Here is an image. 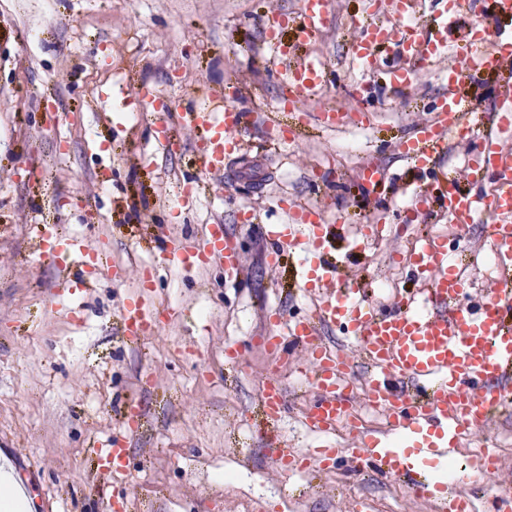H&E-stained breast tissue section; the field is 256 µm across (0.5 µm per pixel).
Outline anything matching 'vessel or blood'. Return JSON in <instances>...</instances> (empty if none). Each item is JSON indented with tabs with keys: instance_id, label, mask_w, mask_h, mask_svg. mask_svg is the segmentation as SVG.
<instances>
[{
	"instance_id": "b4317fda",
	"label": "vessel or blood",
	"mask_w": 512,
	"mask_h": 512,
	"mask_svg": "<svg viewBox=\"0 0 512 512\" xmlns=\"http://www.w3.org/2000/svg\"><path fill=\"white\" fill-rule=\"evenodd\" d=\"M330 0H303V34L323 26ZM282 16L267 22L268 46L275 61L287 58L289 48L277 36ZM446 24H438L429 37H421L412 26L396 27L382 22L365 24L354 42L352 54L361 67L373 62L371 51L380 43L399 49L400 62L386 65L387 85L395 90L409 87L418 68L432 63L447 42ZM461 65L448 69V94L416 125L413 134L397 150L421 170L432 173L431 182L415 190L412 210L426 208L437 197L449 223L468 225L484 222L488 237L496 245L504 269L512 268V148L501 145L506 132L502 123L512 113V87L497 95L498 120L480 127L475 109L466 107L460 94L464 79L473 78L512 63V34L476 24L460 51ZM326 68L314 58L306 59L283 75L296 95H317L326 87ZM236 90L215 91L206 100L184 109L185 126L204 130L211 150L202 159L204 171H220L225 160L239 153L236 136L243 116L232 106ZM466 140L472 151L471 180L489 178L493 188L482 194L461 191L456 180L435 175L436 158L455 140ZM326 226L322 212L314 206H298L288 220L273 225L270 235L278 246L306 242L302 257L308 280L320 294L313 316L290 322L287 333L267 339L270 349L301 348L313 367L314 398L306 419L311 428L325 432L339 420L349 418L350 401L344 384L349 365L345 357L328 352L318 334L322 324L345 326L371 370L364 379L369 403L386 413L388 435L359 430L355 447L347 449L354 471L370 472L387 481L404 482L414 496L436 501L440 512H468L467 498L455 489L436 491L426 467L432 449L455 444L458 437L484 431L490 411L512 397L504 380L512 375V277H504L477 304H469V288L450 265L444 239L427 237L413 254L410 264L421 280L423 303L401 302L383 307L369 301L361 286L345 281L331 291L327 284L337 266L323 250ZM167 267L178 268L210 258L223 259L225 267L238 268V254L223 238L222 228L199 244L171 237L160 248ZM261 394L277 414L287 409L279 380L266 381ZM126 448L116 438L108 450L116 482L126 476Z\"/></svg>"
}]
</instances>
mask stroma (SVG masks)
I'll use <instances>...</instances> for the list:
<instances>
[{
    "label": "stroma",
    "instance_id": "stroma-1",
    "mask_svg": "<svg viewBox=\"0 0 512 512\" xmlns=\"http://www.w3.org/2000/svg\"><path fill=\"white\" fill-rule=\"evenodd\" d=\"M331 23L300 40L301 0H0V453L27 487L30 512H113L112 466L100 455L124 437L131 512H434L431 502L364 473L318 467L308 452L350 448L353 425L336 436L312 432L306 386L288 383V409L272 415L261 385L280 366L297 369L303 352L273 361L266 338L277 313L309 316L295 249L276 265L265 253L270 224L308 203L329 223L325 250L344 279L378 293L381 277L408 240L443 224L437 203L413 212L403 187L429 178L399 154L447 85V66L419 70L394 91L382 73L352 70L348 56L361 22L389 20L371 0H332ZM279 31L289 65L325 61L324 94L292 97L266 60L265 25ZM495 19L494 0L452 18L448 43L462 46L475 22ZM238 88L244 146L222 173L206 175L204 132L183 127L177 111L207 90ZM512 86V65L466 81L463 93L488 116L493 89ZM150 87L160 100L145 105ZM281 101L279 112L263 111ZM349 111L329 128L316 115ZM364 152L336 156L358 126ZM378 163L384 185L361 186L364 163ZM41 167L44 182L26 171ZM196 202L178 204L184 176ZM384 241L357 245L372 216ZM82 240L102 262L40 258L36 225ZM239 257L171 269L158 245L185 231L192 242L214 225ZM485 224L452 251L481 292L502 269L479 252ZM144 304L152 320L141 337L124 318ZM291 448L287 470L276 449Z\"/></svg>",
    "mask_w": 512,
    "mask_h": 512
}]
</instances>
